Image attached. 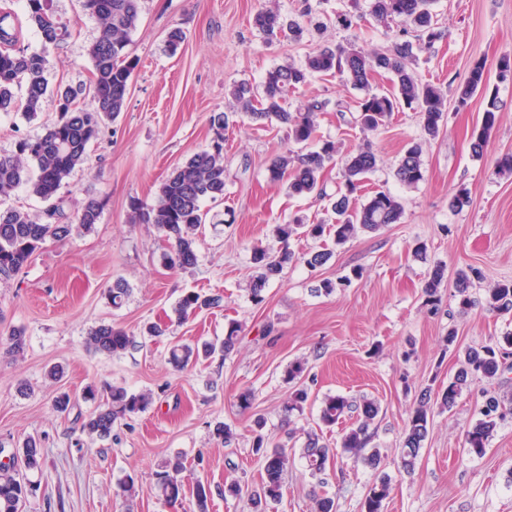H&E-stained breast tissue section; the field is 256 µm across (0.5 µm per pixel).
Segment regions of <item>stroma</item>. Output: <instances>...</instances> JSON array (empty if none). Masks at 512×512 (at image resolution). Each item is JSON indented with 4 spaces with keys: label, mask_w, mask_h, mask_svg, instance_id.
<instances>
[{
    "label": "stroma",
    "mask_w": 512,
    "mask_h": 512,
    "mask_svg": "<svg viewBox=\"0 0 512 512\" xmlns=\"http://www.w3.org/2000/svg\"><path fill=\"white\" fill-rule=\"evenodd\" d=\"M262 2L143 0L130 35L129 50L139 64L125 110L90 145L85 164L56 198L70 217L87 198H98L103 207L97 224L64 242L46 240L19 272L0 276V337L20 330L26 339L21 357H0V448L13 451L32 436L42 454L40 468L28 473L38 490L22 512H164L151 490L152 474L177 454L186 457L194 477L210 485V512H253L249 495L262 472L251 452L254 418L263 416L266 433L284 442L289 429L315 427L330 395L368 398L380 406L369 441L382 453L379 467L342 455L325 471L324 490L335 498L337 512H363L365 495L381 476L392 487L386 512H512V370L465 390L452 410L433 407L417 468L410 474L398 469L405 422L420 390L447 385L456 371L445 350L448 332H456L460 348L512 332V312L495 314L483 304L494 282L512 280V174L496 169L497 158L512 152V81L489 82L501 110L482 156L472 155L469 139L481 121L485 94H475L463 110L455 102L473 61L485 60L492 69L503 54H512V0H434L440 36L417 52L411 68L447 98L436 138L425 135L417 112L408 108L385 128L361 132L352 115L362 92L336 76L313 74L289 96L293 108L312 96L327 101L318 133L342 150L371 144L378 164L368 185L398 197L404 214L400 223L359 233L334 248L322 267L289 266L257 305L249 297L253 247L279 250L275 225L298 215L317 222L327 213L318 197H292L285 186L269 182L267 163L287 149L286 133L237 112L230 86L260 84L268 69L304 64L322 45L382 51L413 35L405 19L377 23L373 0H272L282 18L299 22L305 33L298 42L271 39L252 23ZM8 3L24 21L25 0ZM53 8L68 24L70 38L45 46L24 21L22 44L31 52L46 51L50 83L88 82V48L98 22L83 0H53ZM343 15L350 26L341 25ZM175 27L186 39L172 52L166 36ZM214 112L233 114L235 123L224 143V198L202 208L211 215L232 212L234 221L202 225L196 266L172 270L161 261L165 245L155 227L129 223L130 204H153L167 174L208 145ZM54 118L49 107L30 121L0 112V154L12 153L20 138L44 134ZM413 141L422 145L424 179L408 188L394 169ZM461 188L470 204L450 210L448 198ZM419 242L426 246L420 257L413 252ZM437 265L445 267L446 280L442 302L434 307L422 288ZM469 267L478 273L471 288L476 304L463 314L454 280L457 270ZM118 279L130 292L115 308L107 291ZM325 280L334 286L328 295L316 291ZM187 290L221 295L222 303L173 321L172 308ZM231 320L244 330L227 357L181 371L169 364L170 345L223 338ZM103 322L139 336V343L114 356L86 350L89 330ZM147 323L165 326V336L141 338ZM297 360L305 365L309 399L288 428L281 423L290 392L285 371ZM55 363L65 368L56 383L45 375ZM105 383L151 392L153 403L100 440L81 432L94 408L83 393ZM247 390L254 400L244 410L238 399ZM63 392L71 405L60 413L54 403ZM487 392L500 396L507 410L485 454L468 455L462 451L464 434ZM220 422L231 429V443L214 436ZM128 476L136 494L118 495L119 482ZM233 482L239 494L227 492ZM314 484L301 456H294L283 495L267 512H314Z\"/></svg>",
    "instance_id": "35a3bbf8"
}]
</instances>
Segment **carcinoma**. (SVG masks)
Wrapping results in <instances>:
<instances>
[{
    "mask_svg": "<svg viewBox=\"0 0 512 512\" xmlns=\"http://www.w3.org/2000/svg\"><path fill=\"white\" fill-rule=\"evenodd\" d=\"M142 0H83L86 11L99 23V35L88 49L92 63L89 85H52L46 77L48 60L45 52H29L18 46L16 31L0 27V110L18 107L23 116L33 119L41 111L45 100L54 103L56 117L44 134L35 138H22L12 154L0 155V195H7L20 185L28 187L31 195L50 200L63 188L74 172L87 160L90 143L99 138L106 125L124 111L130 79L138 60L127 51L129 35L137 27ZM433 0H374L373 16L386 24L396 18L412 21L417 28L418 44L429 45L436 37ZM27 20L42 35L44 46L57 45L70 36L52 9L51 0H26ZM253 24L269 37L278 35L299 40L304 28L297 22L284 23L272 8H262L253 16ZM414 55V45L402 41L387 52L365 53L352 48L323 47L310 54L305 64H283L269 69L259 86L247 82L235 83L230 94L237 106L252 121L276 123L287 131L288 140L299 150H287L275 155L267 166L268 180L279 183L288 179V192L293 197L316 195L328 200L329 222L307 224L299 217L292 224H279L275 236L283 246L272 253L255 246L252 249L251 301L259 305L265 301L267 286L279 279L286 267L300 261L310 268L323 266L331 256L327 249L310 250L297 254L288 248V239L301 235L314 240L328 234L342 245L358 233L376 232L388 224L400 223L404 209L401 201L385 190L361 196L368 175L377 166V157L368 145L347 154L342 163L341 187L328 194L324 188L323 172L336 163L339 152L337 143L317 135V116L325 111L327 102L316 97L301 102L295 110L288 109V95L305 85L313 73L337 75L351 85L364 89L369 78L377 72L391 75L392 90L387 93L366 95L359 103L354 122L363 132H374L387 126L400 107L407 106L418 112L426 135L436 137L444 121L446 99L440 88L419 81L409 68ZM486 61H474L466 82L456 91L457 108L464 109L474 94L487 89ZM24 90L23 100H18L16 89ZM89 96L90 105H79V100ZM498 121V106L489 99L479 127L470 137V150L479 157L487 149L489 138ZM230 126L226 112H213L209 116L211 139L225 141ZM422 148L410 145L401 156L395 170L397 180L414 187L424 179L421 162ZM226 175L224 145L206 148L192 154L173 168L162 182L154 204L145 206L132 202L129 221L133 224H152L166 244L162 260L170 268H188L196 264L197 238L203 220L202 204L206 200L224 198ZM101 215V202L87 199L71 222L63 211L53 206L44 217L30 215L22 209L0 211V275L8 277L20 271L49 239L64 241L80 230H90ZM445 278V267L434 266L428 272L423 293L436 307L441 302L439 289ZM472 279L465 270L455 277L456 296L461 309H468L473 300L470 295ZM222 298L188 291L182 294L174 307L179 321L186 320L204 310L217 308ZM486 309L492 312L512 311V280L495 283L488 290ZM241 325L231 321L224 328V338L218 343L202 346L181 344L169 350V363L176 369H185L199 357L206 359L215 354H230L240 340ZM25 337L19 330L8 334L3 354L14 358L24 348ZM85 346L89 350L107 355H118L136 347L135 336L121 327L101 323L91 329ZM512 355V333L500 337L492 345L470 346L457 353L458 368L448 386L436 396L424 390L416 407L410 410L404 428L399 455L400 470L410 474L418 463L421 450L429 433L431 400L440 407L451 410L466 388L485 380L501 376ZM85 399L98 401L95 409L84 419L82 432L89 437L106 439L112 435L113 424L119 420L145 411L153 402L150 392L130 393L121 386H105V395L98 397L97 389L89 387ZM308 400L307 391L297 387L284 406L287 416L301 415ZM380 407L373 400L353 406L341 395L324 399L319 414L318 428L332 429L351 411L357 420L345 429L340 442L342 453L375 468L380 463V452L373 448L364 453L369 440V428ZM479 418L465 433L464 451L482 456L503 417L502 401L488 396L480 408ZM255 434L252 452L262 461V477L257 494L251 502L254 512H265L270 502L282 498L283 486L292 453L286 446L271 443L262 433L264 421H254ZM302 458L311 477L324 474L328 461L337 453L324 441L323 433L304 432ZM25 466H40L37 442L28 439L22 446ZM187 461L177 454L165 461L153 474V490L161 503L174 509L181 505L185 494ZM35 494V487L15 467V463L0 464V512H20L22 503ZM391 494L390 482L381 479L368 490L364 512H385ZM197 512H209L211 488L197 480L192 488Z\"/></svg>",
    "mask_w": 512,
    "mask_h": 512,
    "instance_id": "cac0c4a2",
    "label": "carcinoma"
}]
</instances>
